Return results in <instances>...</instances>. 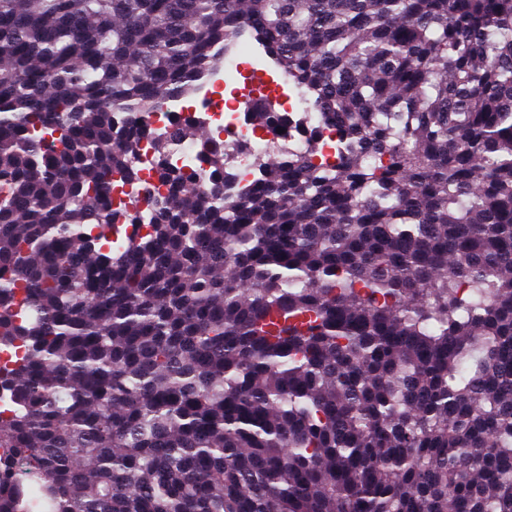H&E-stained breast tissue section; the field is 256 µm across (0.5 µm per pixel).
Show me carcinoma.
<instances>
[{
    "label": "carcinoma",
    "mask_w": 512,
    "mask_h": 512,
    "mask_svg": "<svg viewBox=\"0 0 512 512\" xmlns=\"http://www.w3.org/2000/svg\"><path fill=\"white\" fill-rule=\"evenodd\" d=\"M245 32L335 162L121 235ZM0 350V512H512V0H0Z\"/></svg>",
    "instance_id": "1"
}]
</instances>
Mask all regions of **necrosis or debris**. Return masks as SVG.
Returning a JSON list of instances; mask_svg holds the SVG:
<instances>
[{
  "mask_svg": "<svg viewBox=\"0 0 512 512\" xmlns=\"http://www.w3.org/2000/svg\"><path fill=\"white\" fill-rule=\"evenodd\" d=\"M277 97L281 108L289 112L292 120L283 129L258 128L241 109L242 99L257 101ZM188 115L202 122L217 138L224 149V175L227 181L244 185L251 182L261 171L267 155L278 154L288 158L306 149L302 129L316 122L314 113L308 112L301 97L281 92L274 81L249 86L247 93H233L231 97L214 99L209 85H202L192 105L165 103L151 118V133L136 142L135 159L141 169V180L136 184L115 181L112 190L114 205L131 206L136 218L147 214L146 197L156 191L153 160L155 142L166 141L171 146L172 163L192 171L198 184L209 182V168L205 162L202 144L190 138H178L172 125L174 115Z\"/></svg>",
  "mask_w": 512,
  "mask_h": 512,
  "instance_id": "4bbe7bcc",
  "label": "necrosis or debris"
}]
</instances>
